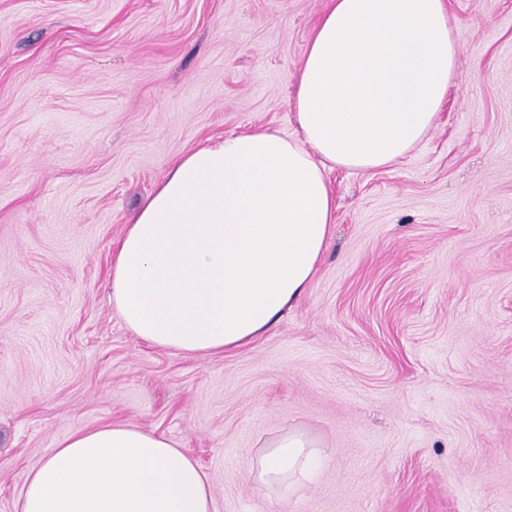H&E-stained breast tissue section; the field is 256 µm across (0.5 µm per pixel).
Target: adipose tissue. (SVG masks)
Wrapping results in <instances>:
<instances>
[{
  "instance_id": "obj_1",
  "label": "adipose tissue",
  "mask_w": 512,
  "mask_h": 512,
  "mask_svg": "<svg viewBox=\"0 0 512 512\" xmlns=\"http://www.w3.org/2000/svg\"><path fill=\"white\" fill-rule=\"evenodd\" d=\"M458 62L446 0H330L294 77L297 135L266 128L198 147L130 217L110 296L139 340L186 354L244 347L304 294L335 223L326 171L406 157L436 125ZM291 430L249 476L313 474ZM209 481L167 438L123 424L69 435L29 471L17 512H211Z\"/></svg>"
}]
</instances>
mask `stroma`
<instances>
[{
	"mask_svg": "<svg viewBox=\"0 0 512 512\" xmlns=\"http://www.w3.org/2000/svg\"><path fill=\"white\" fill-rule=\"evenodd\" d=\"M327 0H0V512L71 433L151 431L212 512H512V0H449L437 125L376 171L328 173L333 233L303 297L216 355L142 343L112 255L208 140L295 136L294 75ZM297 428L316 477L270 494ZM317 448L305 432L289 430L263 446L250 464L249 477L270 490L284 487L296 474L306 478L316 468Z\"/></svg>",
	"mask_w": 512,
	"mask_h": 512,
	"instance_id": "stroma-1",
	"label": "stroma"
}]
</instances>
